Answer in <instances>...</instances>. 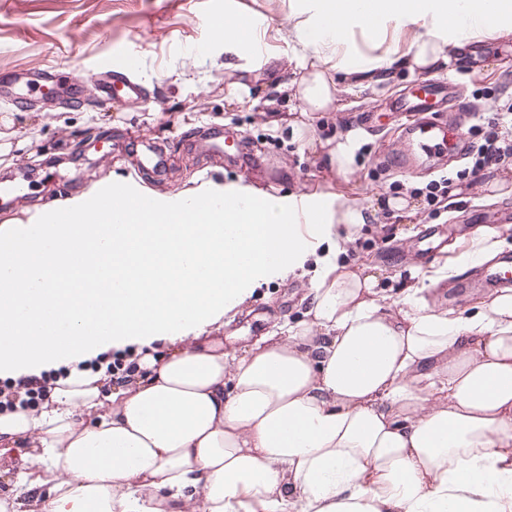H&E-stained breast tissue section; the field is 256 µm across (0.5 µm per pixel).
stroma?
<instances>
[{"label": "stroma", "mask_w": 512, "mask_h": 512, "mask_svg": "<svg viewBox=\"0 0 512 512\" xmlns=\"http://www.w3.org/2000/svg\"><path fill=\"white\" fill-rule=\"evenodd\" d=\"M225 15L263 20L255 38L261 55H236L212 38L209 26ZM288 26V0H0V79L45 69L60 78L59 98L15 108L0 95V181L23 184L13 200H0L1 224H34L44 212L102 191L113 181L174 195L204 183L243 181L273 194H341L357 204L382 206L378 222L364 225L349 245V268H371L383 288L399 295L427 270L446 266L471 238L497 225L500 251L512 254V164L482 179L471 174L472 152L484 144L500 109L512 105V36L474 43L450 58L435 77L453 76L440 122L460 126L466 151L452 157L422 150L403 135L404 116L393 104L422 74L402 70L376 92L340 94L330 112L305 114L280 85L299 79L302 63L279 35ZM131 53L148 100L122 97L109 108L97 103L94 76L110 57ZM77 94L81 105L65 104ZM281 120L272 126L271 117ZM308 129L320 148L292 139V126ZM210 126L240 140L245 160L229 161L194 145L199 128ZM353 137L354 162L339 173L329 144ZM160 167L145 162L149 151ZM416 158L415 174L402 173L400 156ZM450 183L439 204L427 205L421 190L441 173ZM415 196V213H392L388 199ZM456 225L447 258L418 254L421 231ZM475 266L457 263L451 280L436 289L448 308L464 310L487 298L479 285L455 291L454 280ZM309 276L295 275L257 289L249 309L231 331L258 337L300 318Z\"/></svg>", "instance_id": "stroma-1"}]
</instances>
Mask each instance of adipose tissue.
Masks as SVG:
<instances>
[{"instance_id":"adipose-tissue-1","label":"adipose tissue","mask_w":512,"mask_h":512,"mask_svg":"<svg viewBox=\"0 0 512 512\" xmlns=\"http://www.w3.org/2000/svg\"><path fill=\"white\" fill-rule=\"evenodd\" d=\"M504 34L512 0H294L281 37L306 113ZM139 199L113 200L123 224L88 200L0 225L26 242L0 252V378L70 368L0 414L29 465L0 512H512V288L456 311L424 295L437 270L389 305L338 261L378 214L340 195L315 224L240 182ZM310 259L304 320L225 348L255 289ZM127 349L111 386L75 368Z\"/></svg>"}]
</instances>
